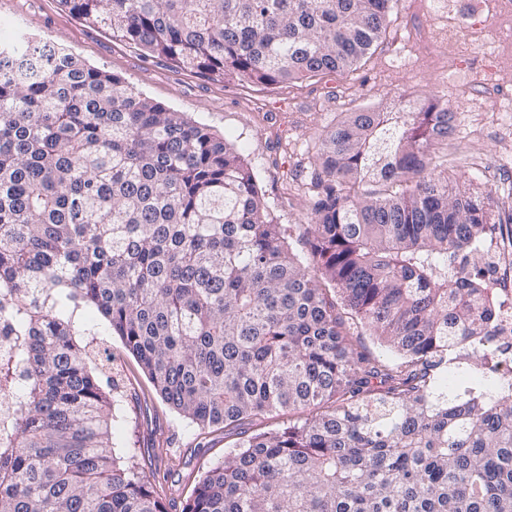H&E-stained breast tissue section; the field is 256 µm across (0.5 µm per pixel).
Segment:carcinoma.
I'll list each match as a JSON object with an SVG mask.
<instances>
[{"mask_svg":"<svg viewBox=\"0 0 512 512\" xmlns=\"http://www.w3.org/2000/svg\"><path fill=\"white\" fill-rule=\"evenodd\" d=\"M393 0H61L202 76L343 75ZM456 113L347 112L321 136L310 257L225 138L22 31L0 42V512H166L110 454L94 309L162 400L233 450L183 512H512V376L440 383L496 335L492 218L437 171ZM366 328L396 358L357 351ZM298 417L275 432L256 420Z\"/></svg>","mask_w":512,"mask_h":512,"instance_id":"carcinoma-1","label":"carcinoma"}]
</instances>
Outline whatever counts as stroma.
Returning <instances> with one entry per match:
<instances>
[{
  "label": "stroma",
  "mask_w": 512,
  "mask_h": 512,
  "mask_svg": "<svg viewBox=\"0 0 512 512\" xmlns=\"http://www.w3.org/2000/svg\"><path fill=\"white\" fill-rule=\"evenodd\" d=\"M22 28L224 136L252 167L278 223L291 225L299 254L309 252L310 178L323 130L344 113L386 111L404 99L455 106L435 164L493 211H512V9L504 0H395L385 33L356 71L272 86L206 78L143 56L107 29L85 25L60 0H0V29L12 36ZM95 345L111 362L99 382L117 398L114 458L135 456L166 512H182L230 437L220 425L198 429L164 403L108 327Z\"/></svg>",
  "instance_id": "stroma-1"
}]
</instances>
